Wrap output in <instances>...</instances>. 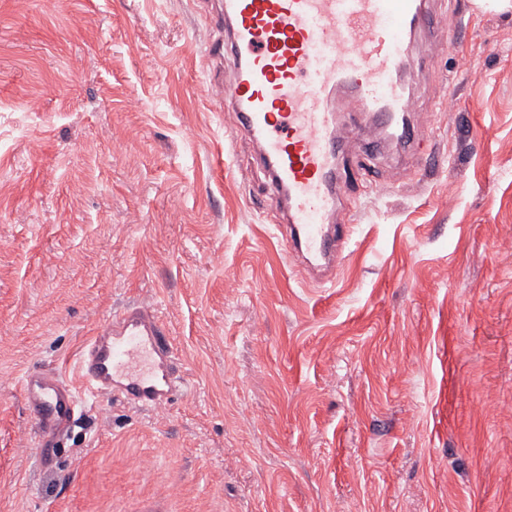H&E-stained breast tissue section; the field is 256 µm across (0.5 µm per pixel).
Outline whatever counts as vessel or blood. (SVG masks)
Instances as JSON below:
<instances>
[{
  "instance_id": "b4317fda",
  "label": "vessel or blood",
  "mask_w": 512,
  "mask_h": 512,
  "mask_svg": "<svg viewBox=\"0 0 512 512\" xmlns=\"http://www.w3.org/2000/svg\"><path fill=\"white\" fill-rule=\"evenodd\" d=\"M223 14L224 55L234 71L224 104L257 146L288 213L279 234L312 268L335 273L347 105L414 149L408 48L417 37L436 39L444 14L427 0H223ZM183 382L156 311L132 306L83 344L72 382L32 372L22 390L48 440L73 423L85 399L117 395L151 411Z\"/></svg>"
}]
</instances>
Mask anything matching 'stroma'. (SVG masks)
<instances>
[{
	"label": "stroma",
	"mask_w": 512,
	"mask_h": 512,
	"mask_svg": "<svg viewBox=\"0 0 512 512\" xmlns=\"http://www.w3.org/2000/svg\"><path fill=\"white\" fill-rule=\"evenodd\" d=\"M219 0H0V512H512V11L439 0L414 154L288 253L219 94ZM156 308L186 387L88 400L38 456L21 380Z\"/></svg>",
	"instance_id": "1"
}]
</instances>
